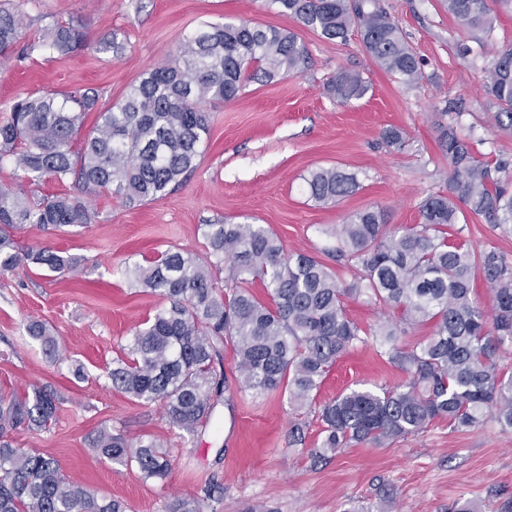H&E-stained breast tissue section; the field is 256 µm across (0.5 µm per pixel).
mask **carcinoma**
I'll list each match as a JSON object with an SVG mask.
<instances>
[{"instance_id": "carcinoma-1", "label": "carcinoma", "mask_w": 512, "mask_h": 512, "mask_svg": "<svg viewBox=\"0 0 512 512\" xmlns=\"http://www.w3.org/2000/svg\"><path fill=\"white\" fill-rule=\"evenodd\" d=\"M278 11L328 40L360 33L366 52L387 74L411 86L423 78L421 62L378 0H270ZM448 14L492 40L488 0H446ZM43 46L70 54L86 46L83 33L63 23L48 29ZM33 44L23 43L20 22L0 7V57L25 62ZM308 51L298 35L248 21L206 23L166 64L146 73L123 102L99 111L92 130L73 148L88 112L98 104L92 88L30 95L12 102L0 121V162L28 182L72 178L90 196H121L135 203L167 195L181 185L209 134L207 99L231 101L247 80L271 82L303 73ZM483 88L498 111L499 130L512 135V43L494 51L482 68ZM370 84L358 72L339 69L325 83L340 104L363 98ZM448 112L440 144L451 174L445 191L419 204L422 222L402 230L387 227L380 210L365 209L336 225L329 249L352 269L346 282L318 258L287 252L262 224H208L211 259L165 251L131 275L165 305L134 334L127 356L112 361V388L143 403H157L170 425L194 435L212 419L215 398L225 387L216 369L224 346L234 349L242 385L260 394L281 390L295 409L317 407L319 458L351 443L381 446L424 432L436 419L455 430L472 428L491 414L512 430V373L495 362L512 347V258L490 248L474 252L462 243L466 215L493 230L512 231V161L475 150ZM309 197L335 203L358 188V178L336 167L318 168L305 179ZM94 212L67 193L33 201L0 185V273L34 264L64 273L76 259L47 247L21 250L12 231L25 224L43 229L90 224ZM228 274L219 281L221 263ZM493 292V322L474 296L475 276ZM259 279L268 301L257 299L249 278ZM365 296L396 309L400 321L433 323L432 335L411 349L396 344L397 324L387 321L373 335L389 344V360L406 375L393 387L358 389L317 404L322 381L336 360L359 343L363 331L344 299ZM31 336L52 352L57 339L45 325H29ZM48 387L32 394L0 397V512H127L119 499L98 496L67 479L59 463L36 448L13 446L18 430L41 431L57 410ZM92 451L121 466H134L146 480L164 481L170 452L155 438L129 441L102 429ZM169 512H204V500L177 501Z\"/></svg>"}]
</instances>
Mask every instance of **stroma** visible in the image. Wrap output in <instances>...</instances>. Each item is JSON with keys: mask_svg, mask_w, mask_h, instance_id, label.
Instances as JSON below:
<instances>
[{"mask_svg": "<svg viewBox=\"0 0 512 512\" xmlns=\"http://www.w3.org/2000/svg\"><path fill=\"white\" fill-rule=\"evenodd\" d=\"M28 39L58 22L81 28L89 49L61 56L34 53L22 66L0 61V119L19 98L46 91L92 88L100 107L125 97L145 73L164 63L206 22L249 20L297 32L310 55L307 70L273 83L246 82L234 100L203 102L210 131L197 168L169 194L129 206L117 195L90 198L93 223L17 231L22 248L48 247L75 257L57 274L29 264L0 274V397L33 386L54 389L59 401L49 428L19 431L13 443L57 459L65 476L100 494L125 500L131 512H168L178 499L205 498V512H505L512 503V430L494 419L469 430L434 421L423 433L375 447L356 444L326 461L311 455L320 440L316 414L289 408L283 392L259 394L240 384L236 357L224 350L226 389L210 424L197 435L172 427L159 405L113 389L112 361L162 299L129 275L166 250L206 257V225L262 224L289 251L322 257L329 229L355 211L378 209L390 228L421 223L419 203L445 189L450 168L439 147L449 102L465 104L463 128L481 151L512 159V136L498 131L496 108L480 86L482 48L448 14L444 0H380L420 56L424 77L404 86L364 50L357 32L327 40L278 12L268 0H5ZM117 55L96 53L106 36ZM358 71L370 89L342 105L324 91L337 69ZM397 128L404 148L388 146ZM356 173L355 194L331 205L310 199L304 179L320 167ZM47 325L61 353L50 356L30 323ZM404 373L370 338L337 360L320 400L350 389L394 386ZM302 423L303 440L290 430ZM135 441L160 440L172 469L163 482L110 463L89 449L100 429Z\"/></svg>", "mask_w": 512, "mask_h": 512, "instance_id": "stroma-1", "label": "stroma"}]
</instances>
